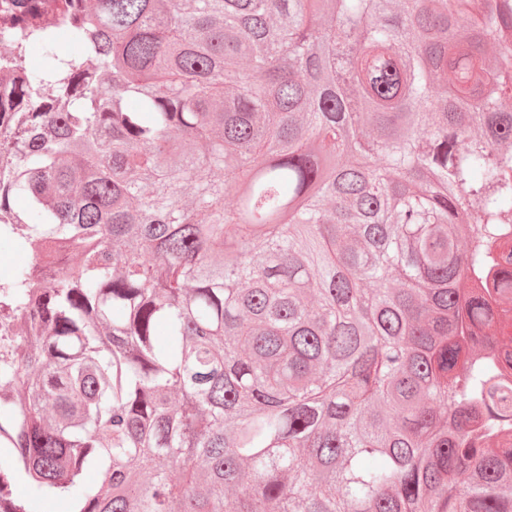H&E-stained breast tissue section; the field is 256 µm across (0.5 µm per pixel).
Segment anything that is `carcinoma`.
Returning a JSON list of instances; mask_svg holds the SVG:
<instances>
[{
	"instance_id": "1",
	"label": "carcinoma",
	"mask_w": 512,
	"mask_h": 512,
	"mask_svg": "<svg viewBox=\"0 0 512 512\" xmlns=\"http://www.w3.org/2000/svg\"><path fill=\"white\" fill-rule=\"evenodd\" d=\"M0 44V512H512V0H0ZM12 494L14 498L27 501L29 510L31 512H68L70 511V504L66 499L59 498L53 495L46 496L39 500L29 501L28 491L26 485L19 481L12 487Z\"/></svg>"
}]
</instances>
